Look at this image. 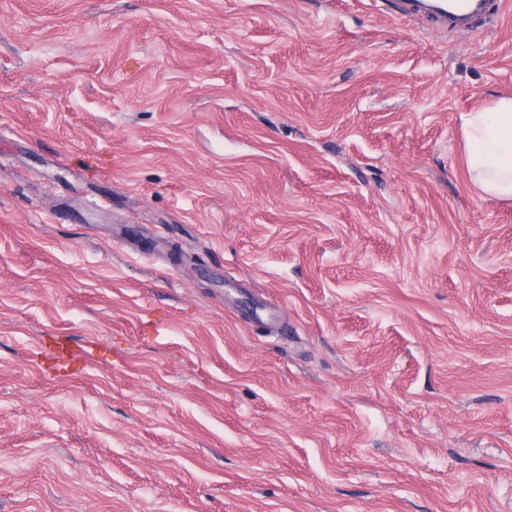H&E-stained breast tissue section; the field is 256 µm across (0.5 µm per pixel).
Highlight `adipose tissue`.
Instances as JSON below:
<instances>
[{"instance_id":"1","label":"adipose tissue","mask_w":512,"mask_h":512,"mask_svg":"<svg viewBox=\"0 0 512 512\" xmlns=\"http://www.w3.org/2000/svg\"><path fill=\"white\" fill-rule=\"evenodd\" d=\"M463 133L476 186L485 194L512 199V99L465 115Z\"/></svg>"}]
</instances>
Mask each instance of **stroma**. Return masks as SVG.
Returning a JSON list of instances; mask_svg holds the SVG:
<instances>
[{"label": "stroma", "mask_w": 512, "mask_h": 512, "mask_svg": "<svg viewBox=\"0 0 512 512\" xmlns=\"http://www.w3.org/2000/svg\"><path fill=\"white\" fill-rule=\"evenodd\" d=\"M495 3L0 0V512H512ZM400 0V10L407 16L424 13L435 24L469 28L487 16V1L477 0ZM465 154L472 179L485 194L512 199V99L463 117ZM41 354L57 370L76 368L82 360L77 347L67 338L47 336L41 344Z\"/></svg>", "instance_id": "1"}]
</instances>
